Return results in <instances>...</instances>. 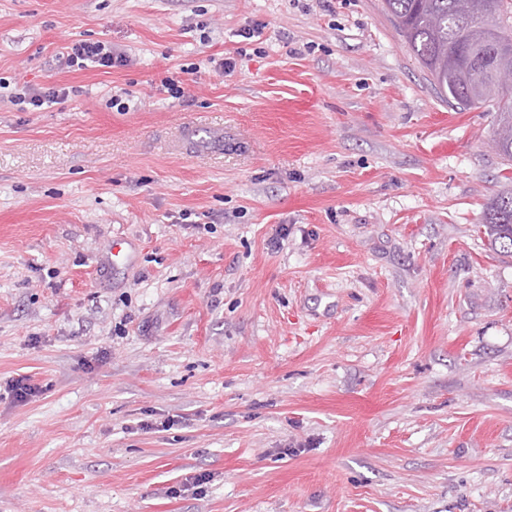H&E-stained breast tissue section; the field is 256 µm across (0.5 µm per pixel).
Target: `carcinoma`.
Listing matches in <instances>:
<instances>
[{
    "label": "carcinoma",
    "mask_w": 512,
    "mask_h": 512,
    "mask_svg": "<svg viewBox=\"0 0 512 512\" xmlns=\"http://www.w3.org/2000/svg\"><path fill=\"white\" fill-rule=\"evenodd\" d=\"M384 7L448 104L460 111L496 108L495 148L511 167L512 96L490 88L488 77L473 76L465 47L477 39V12L485 9L498 58L512 62V0H384ZM484 228L494 250L512 255V190L490 200Z\"/></svg>",
    "instance_id": "1"
}]
</instances>
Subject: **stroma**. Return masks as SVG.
I'll return each instance as SVG.
<instances>
[{
  "instance_id": "stroma-1",
  "label": "stroma",
  "mask_w": 512,
  "mask_h": 512,
  "mask_svg": "<svg viewBox=\"0 0 512 512\" xmlns=\"http://www.w3.org/2000/svg\"><path fill=\"white\" fill-rule=\"evenodd\" d=\"M0 77L77 89L0 99V512H512L496 114L382 0H0ZM61 71H79L88 67L114 68L127 65L128 56L112 42L79 40L55 54ZM11 82L6 78L0 77V97L2 89H6V97L8 101L17 107L18 111L26 112L41 108L45 103H56L67 99L71 93L77 91L73 86L61 87L51 86L48 88H35L26 83H14V87L10 88ZM74 89V90H73ZM483 226L490 246L500 253L512 255V189L498 193L490 200Z\"/></svg>"
}]
</instances>
